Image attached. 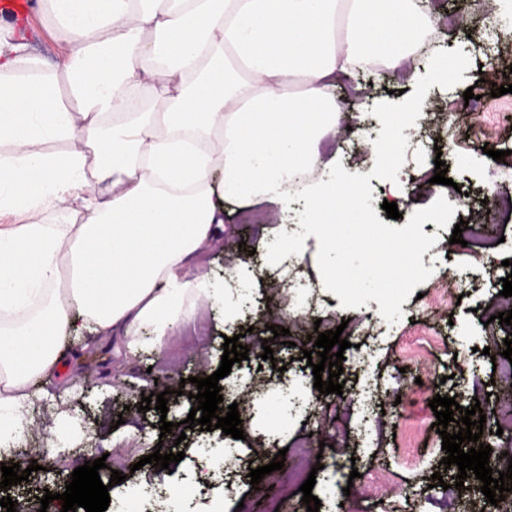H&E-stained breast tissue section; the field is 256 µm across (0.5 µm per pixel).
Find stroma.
Segmentation results:
<instances>
[{
    "mask_svg": "<svg viewBox=\"0 0 512 512\" xmlns=\"http://www.w3.org/2000/svg\"><path fill=\"white\" fill-rule=\"evenodd\" d=\"M432 11L439 23L437 48L462 49L470 64L463 83L429 89L420 117L407 130L408 139L424 147L406 151L397 182L370 181L379 220L388 219L383 201L401 204V218L392 221L397 228L441 196L451 203L461 192L477 202L492 196L512 199V93L491 94L493 86L506 84L505 73L512 70V8L503 0H435ZM462 15L470 21L465 30L455 24ZM428 66V59L408 55L396 66L382 68L367 92L358 73L337 76L332 94L341 107L340 125L319 143L318 176L328 174L324 162L331 158L346 171L371 174L372 108L413 93L416 70ZM469 88L476 94L470 101L463 97ZM492 149L505 151V158L493 160L488 155ZM439 160L445 161L452 185L433 183ZM304 209V201L297 200L283 210L264 212L258 223L252 218L258 204L225 205L222 235L192 267L223 289L224 300L171 326L163 354L144 349L136 364L117 365V375L106 379L100 372L113 363L105 353L84 356L78 368L66 373L44 375L36 404L16 418L11 440L17 460L37 462L39 469L27 481L9 486L8 496L38 512L43 484L70 482L71 456L45 445L75 416L85 421L98 444L90 459L106 460L99 475L109 486L107 512H125L132 501L139 512H169L173 485L186 490L179 512H198L212 503L219 512H263L273 500L286 501L288 512H307L301 492L284 495L279 485L283 470L267 474L259 486L250 484L251 467L269 464L281 449L286 452L283 469L302 461L316 468L312 493L321 502L319 512H469L455 488L432 484L433 473L444 469L446 452L429 402L434 395H450L468 408L473 383L485 384L490 394L481 404L485 442L493 449V460L512 453V402L498 397L491 358L483 353L512 336V327L494 319L505 309L502 280L512 272L503 265L512 260V220L501 211L486 223L485 231L496 243L483 261L450 241L460 214H453L446 228L425 222L423 232L438 237L426 257L436 274L418 285L417 295L401 306L402 318L390 323L380 315L377 301L348 309L324 288L315 236L306 238L299 255L268 265V243L282 230L300 231L298 215ZM441 279H463L469 286L452 290L448 304L436 292ZM276 323L290 335L272 342V360L252 357L231 368L232 396L239 407L252 410L244 439L189 428L179 445L185 457L172 470L144 463V456L157 449L160 423L153 413L128 409L131 391L147 386L163 391L169 379L201 367L214 373L225 337L245 327L262 333ZM339 326L350 343L345 357L355 356L356 345L364 346V368L344 370L342 394L312 395L314 376L303 366L299 342L314 331ZM362 375L372 383L368 406L356 397ZM419 375L429 376V390L408 388L409 377ZM310 442L324 443L322 455L300 457L301 446ZM354 469L359 472L355 478L350 475ZM115 470L126 476L116 486L110 483Z\"/></svg>",
    "mask_w": 512,
    "mask_h": 512,
    "instance_id": "1",
    "label": "stroma"
}]
</instances>
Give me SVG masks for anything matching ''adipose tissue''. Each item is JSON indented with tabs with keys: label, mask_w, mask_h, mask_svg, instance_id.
Returning <instances> with one entry per match:
<instances>
[{
	"label": "adipose tissue",
	"mask_w": 512,
	"mask_h": 512,
	"mask_svg": "<svg viewBox=\"0 0 512 512\" xmlns=\"http://www.w3.org/2000/svg\"><path fill=\"white\" fill-rule=\"evenodd\" d=\"M38 8L64 46L57 63L0 23V416L10 417L64 364L58 340L83 326L120 356L141 348L147 326L162 350L169 327L214 293L190 268L223 225L222 202L287 204L289 176L314 164L336 126L335 74L395 65L435 23L413 0Z\"/></svg>",
	"instance_id": "1"
}]
</instances>
